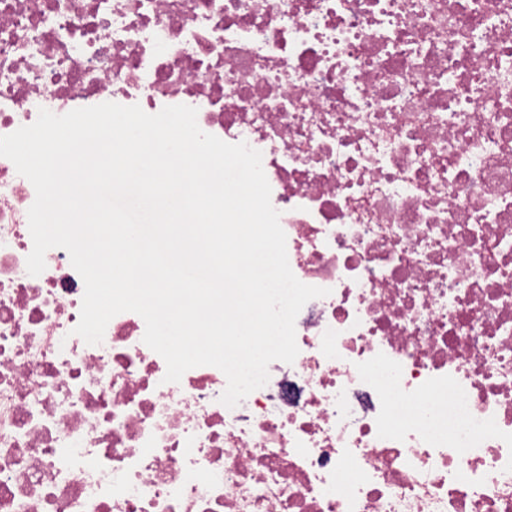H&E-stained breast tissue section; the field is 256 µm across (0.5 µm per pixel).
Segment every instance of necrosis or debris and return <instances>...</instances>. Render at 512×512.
I'll return each mask as SVG.
<instances>
[{
  "mask_svg": "<svg viewBox=\"0 0 512 512\" xmlns=\"http://www.w3.org/2000/svg\"><path fill=\"white\" fill-rule=\"evenodd\" d=\"M184 104L262 154L293 363L223 405L65 249L0 157V512H512V0H0V136Z\"/></svg>",
  "mask_w": 512,
  "mask_h": 512,
  "instance_id": "obj_1",
  "label": "necrosis or debris"
}]
</instances>
